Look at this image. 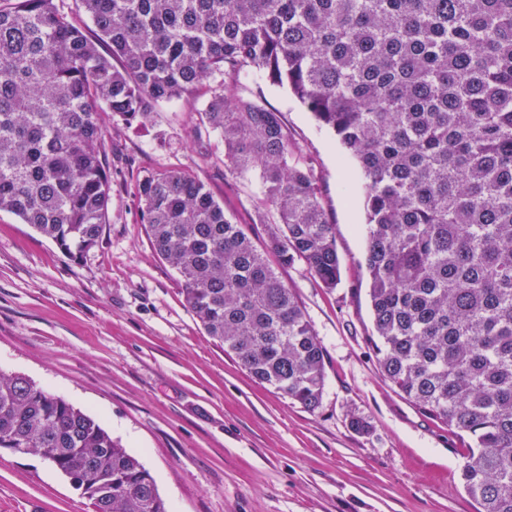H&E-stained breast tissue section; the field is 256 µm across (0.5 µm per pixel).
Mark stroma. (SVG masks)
<instances>
[{"label": "stroma", "mask_w": 512, "mask_h": 512, "mask_svg": "<svg viewBox=\"0 0 512 512\" xmlns=\"http://www.w3.org/2000/svg\"><path fill=\"white\" fill-rule=\"evenodd\" d=\"M237 93L280 114L335 226V288L301 261L279 272L324 348L320 406L305 410L258 384L206 334L141 220L140 175L179 169L207 185L232 223L260 221L257 178L230 173L222 140L199 123L204 91L161 104L146 123L109 127L111 199L81 259L0 212V372L100 420L151 472L170 512H477L458 439L379 370L359 168L287 88L255 73ZM0 512L91 508L40 457L4 450Z\"/></svg>", "instance_id": "obj_1"}]
</instances>
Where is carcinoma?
Returning a JSON list of instances; mask_svg holds the SVG:
<instances>
[{
    "mask_svg": "<svg viewBox=\"0 0 512 512\" xmlns=\"http://www.w3.org/2000/svg\"><path fill=\"white\" fill-rule=\"evenodd\" d=\"M78 2L90 36L58 0L0 3V211L83 254L112 191L103 115L144 123L210 87L200 123L276 219L260 236L165 170L136 182L142 222L206 333L314 410L323 346L276 266L302 261L336 287L335 227L279 113L226 95L255 71L288 87L365 180L383 376L466 444L479 512H512V0ZM0 449L51 454L91 512H168L137 456L21 374L0 373Z\"/></svg>",
    "mask_w": 512,
    "mask_h": 512,
    "instance_id": "obj_1",
    "label": "carcinoma"
}]
</instances>
